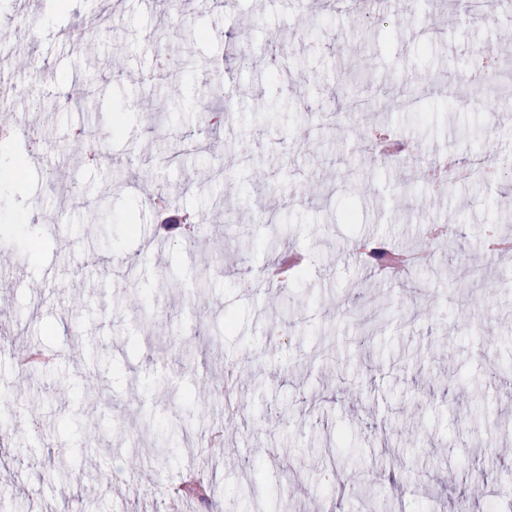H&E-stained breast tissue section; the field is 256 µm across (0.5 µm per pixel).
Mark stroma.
I'll return each instance as SVG.
<instances>
[{
	"label": "stroma",
	"instance_id": "obj_1",
	"mask_svg": "<svg viewBox=\"0 0 512 512\" xmlns=\"http://www.w3.org/2000/svg\"><path fill=\"white\" fill-rule=\"evenodd\" d=\"M67 2L50 16L45 0H0V34L26 22L17 79L31 89L0 111V164L32 158L0 180V217L48 231L33 257L0 233V265L18 280L0 285V344L65 355L44 371L0 368L9 512H167L161 492L192 476L213 489L195 512H382L349 494L361 471L329 472L345 455L422 473L390 488L394 512H432L443 478L474 470L487 492L465 512H512L500 459L512 451V251L484 250L487 229L512 237V179L439 195L360 150L380 137L512 157V41L497 18L451 0H398L375 24L317 0H124L105 18L99 0ZM75 26L87 46L66 40ZM476 43L494 51V86L472 81ZM351 66L372 79L342 100ZM448 222L462 252L431 249L401 282L352 251L379 239L408 252ZM287 251L306 277L268 282ZM346 297L357 308L344 314ZM217 350L242 366L235 423L216 392ZM219 425L221 463L201 442L156 461L161 433ZM61 442L64 483L50 453Z\"/></svg>",
	"mask_w": 512,
	"mask_h": 512
}]
</instances>
